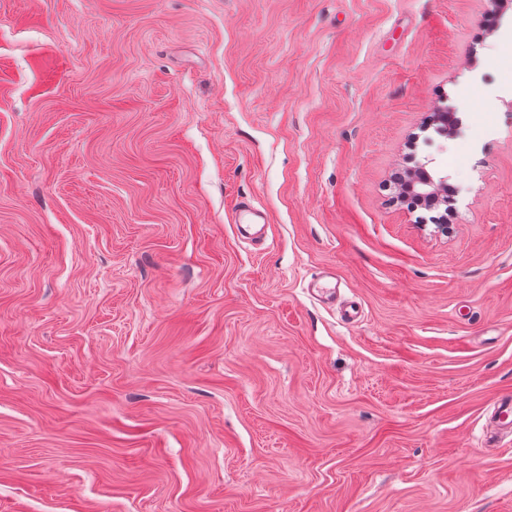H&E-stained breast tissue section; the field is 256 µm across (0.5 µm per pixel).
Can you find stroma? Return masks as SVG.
Returning a JSON list of instances; mask_svg holds the SVG:
<instances>
[{"instance_id": "1", "label": "stroma", "mask_w": 512, "mask_h": 512, "mask_svg": "<svg viewBox=\"0 0 512 512\" xmlns=\"http://www.w3.org/2000/svg\"><path fill=\"white\" fill-rule=\"evenodd\" d=\"M492 15L0 0V512H512ZM466 96L496 129L458 168L431 118ZM428 156L453 206L397 201ZM233 222L239 229H243L244 226H260L263 229L269 224V218L264 211L258 209L254 204L242 200L234 212Z\"/></svg>"}]
</instances>
